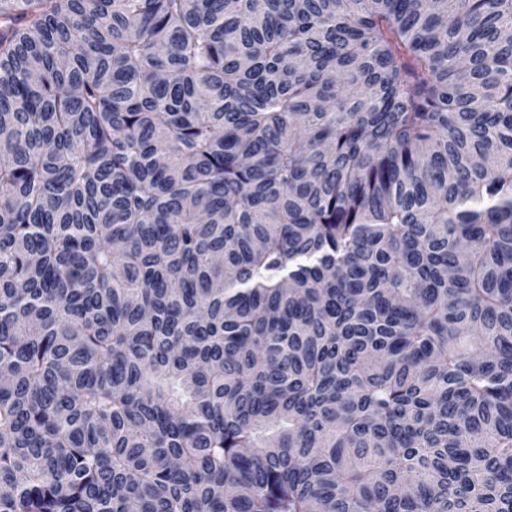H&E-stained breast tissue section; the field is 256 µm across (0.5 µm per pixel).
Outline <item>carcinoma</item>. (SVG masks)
<instances>
[{
	"label": "carcinoma",
	"mask_w": 512,
	"mask_h": 512,
	"mask_svg": "<svg viewBox=\"0 0 512 512\" xmlns=\"http://www.w3.org/2000/svg\"><path fill=\"white\" fill-rule=\"evenodd\" d=\"M0 512H512V0H0Z\"/></svg>",
	"instance_id": "carcinoma-1"
}]
</instances>
